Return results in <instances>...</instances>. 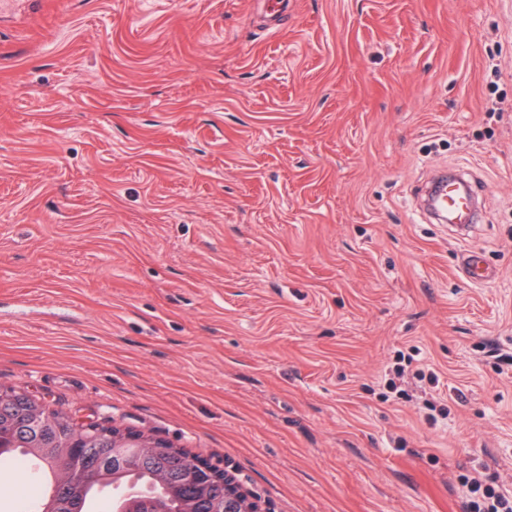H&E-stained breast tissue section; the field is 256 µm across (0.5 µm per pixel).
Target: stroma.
<instances>
[{
    "label": "stroma",
    "mask_w": 512,
    "mask_h": 512,
    "mask_svg": "<svg viewBox=\"0 0 512 512\" xmlns=\"http://www.w3.org/2000/svg\"><path fill=\"white\" fill-rule=\"evenodd\" d=\"M282 2L0 0V385L261 512L512 496V0ZM446 181H440L437 185L435 192L432 195L431 205L441 215H446L447 210L451 213H459L461 221L459 224H453L452 227L458 232L459 235H465L464 232L468 231L473 225L468 224L473 219V200L472 194L464 188L465 198L455 196V198L448 197L447 192L443 193L442 186ZM442 209L444 211H442ZM459 268L462 275L472 283H486L495 278L496 272L485 265L480 252L469 250L460 257Z\"/></svg>",
    "instance_id": "35a3bbf8"
}]
</instances>
